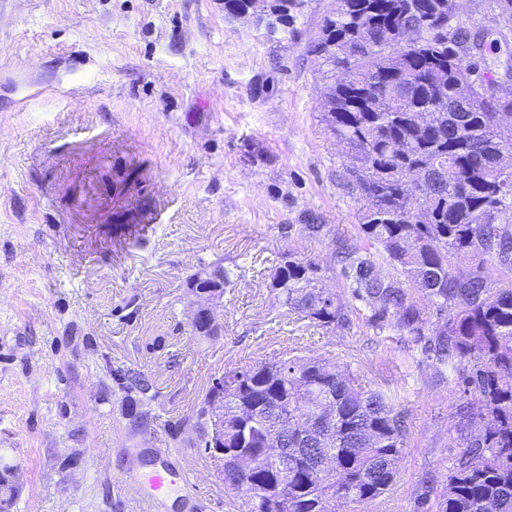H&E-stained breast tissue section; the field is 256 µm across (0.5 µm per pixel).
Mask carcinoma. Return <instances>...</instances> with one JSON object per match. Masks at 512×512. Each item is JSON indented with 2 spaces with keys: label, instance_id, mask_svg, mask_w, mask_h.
Instances as JSON below:
<instances>
[{
  "label": "carcinoma",
  "instance_id": "obj_1",
  "mask_svg": "<svg viewBox=\"0 0 512 512\" xmlns=\"http://www.w3.org/2000/svg\"><path fill=\"white\" fill-rule=\"evenodd\" d=\"M313 52L342 74L325 121L348 149V183L363 202L359 237L336 239L345 295L318 287L320 265L292 254L271 264L269 287L314 325H348L359 301L374 330L412 336L438 363H467L458 384L476 397L480 422L447 484L433 501L421 494L418 506L512 512V289L497 287L512 273V169L496 162L495 130L512 91L497 97L487 88L482 50L448 0H338ZM464 74L474 80L459 108ZM461 255L469 268L456 266ZM119 380L130 393L149 392L140 373ZM214 395L211 386L194 423L205 437L217 427L206 410ZM275 437L301 449L281 508L247 494L236 457L224 456V489L247 498L251 512L373 502L392 485L403 447L400 414L334 360L286 356L224 372V447L248 449L269 481L275 459L264 448ZM328 454L335 471L320 475L315 461Z\"/></svg>",
  "mask_w": 512,
  "mask_h": 512
}]
</instances>
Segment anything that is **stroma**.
I'll use <instances>...</instances> for the list:
<instances>
[{
	"mask_svg": "<svg viewBox=\"0 0 512 512\" xmlns=\"http://www.w3.org/2000/svg\"><path fill=\"white\" fill-rule=\"evenodd\" d=\"M486 61L512 57L490 0H461ZM336 0L293 20L224 0H0V472L10 512H142L132 474L191 468L154 512H246L195 415L224 371L333 358L404 418L398 476L343 512H416L461 448L459 365L411 336L295 319L267 286L295 254L343 291L336 238L358 234L348 156L324 121L336 72L312 47ZM143 176L130 183L132 167ZM155 217L146 236L135 228ZM321 224L323 235L301 233ZM222 263L221 336L191 325L189 277ZM137 371L153 399L121 390Z\"/></svg>",
	"mask_w": 512,
	"mask_h": 512,
	"instance_id": "stroma-1",
	"label": "stroma"
}]
</instances>
